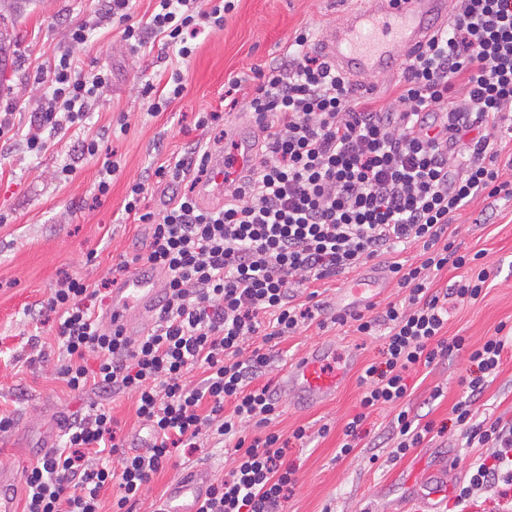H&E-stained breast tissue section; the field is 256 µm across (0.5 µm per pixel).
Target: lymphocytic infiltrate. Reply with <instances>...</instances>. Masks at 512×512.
Here are the masks:
<instances>
[{
	"label": "lymphocytic infiltrate",
	"mask_w": 512,
	"mask_h": 512,
	"mask_svg": "<svg viewBox=\"0 0 512 512\" xmlns=\"http://www.w3.org/2000/svg\"><path fill=\"white\" fill-rule=\"evenodd\" d=\"M131 0H109L125 43L146 35L194 52L193 38L220 28L235 0L203 8L200 0H156L132 23ZM308 29L295 31L282 58L256 73L244 98L261 134L258 163L232 180L224 203L205 208L181 188L189 172L206 175L208 150L194 147L156 166L172 195L162 213L142 208L133 184L124 209L149 225L142 263L165 275L162 302L149 333L105 328L91 311L93 293L64 277L41 303L54 316L60 358L56 375L74 393L94 388L133 393L136 416L153 433L143 453L126 454L109 407L91 406L65 432L61 448L24 469L22 512H102L113 486L112 512L133 505L171 457L214 436L234 456L232 468L207 490L197 512H285L297 483L283 458L288 441L267 426L280 398L267 383L268 353L256 345L294 334L315 317L318 282L390 254L391 279L405 289L381 315L335 316L360 335L384 329L382 360L357 377L359 407L344 426L339 457L353 453L370 415L396 409L393 457L420 447L432 427L407 410L409 378L419 367L466 355L465 394L453 406L465 447L478 449L467 478L453 491L455 512H469L485 493L512 490V419L484 413L482 397L512 349V333L469 348L447 337L448 302H477L489 277L482 252L458 253L453 221L483 196H512L498 159L512 147V0H460L450 24L437 29L404 63L393 98L378 103L313 51ZM51 93L37 113L29 152L40 153L66 126L81 122L109 74L78 71L61 55L50 70ZM466 97L450 100L456 83ZM419 248L418 261L397 256ZM459 280L435 281L447 269ZM202 371L200 382L189 379Z\"/></svg>",
	"instance_id": "1"
}]
</instances>
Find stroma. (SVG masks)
Here are the masks:
<instances>
[{"mask_svg":"<svg viewBox=\"0 0 512 512\" xmlns=\"http://www.w3.org/2000/svg\"><path fill=\"white\" fill-rule=\"evenodd\" d=\"M363 5L364 0H238L223 27L205 29L195 38V52L184 61L159 43L126 46L120 25L102 20L99 0H0V30L8 33L12 54L0 89V122L28 131L48 92L49 67L62 53H71L82 73L104 69L110 74L89 102L86 120L63 130L40 154L28 153L19 140L0 148V414L14 421L0 433V471L17 476V496L25 494L19 481L23 470L37 460L36 449L57 418L72 422L100 403L111 407L120 422L127 453L140 452L150 440L148 429L137 422L133 396L95 390L75 394L55 378L59 349L53 332L41 337L42 357L33 356L27 309L47 299L57 280L73 276L97 289L96 305L106 311L112 291L105 281L120 276V264L144 252L150 238L149 225L124 212L130 186L143 182L148 209L163 211L169 194L151 175L156 164L197 143L213 153L224 151L225 125H248L240 112H224L231 82H238L241 92L250 91L258 68L283 53L295 30L310 27L324 35L342 12ZM80 24L90 27V37L71 44L68 31ZM176 69L186 80L184 95L151 112L145 81L168 79ZM201 112L224 113V122L197 127ZM120 121L127 131L117 135L113 128ZM92 138L100 143L94 159L79 151L81 141ZM110 157L120 170L110 193L100 197L98 172ZM66 165L73 167L72 175H61ZM457 222L456 246L463 253L485 250L489 279L484 298L451 307L448 333L476 347L499 324L512 326V199L478 200ZM348 279L340 275L320 282L322 318L363 310L344 288ZM323 341L334 343L339 359L359 368L381 359V339L358 335L349 325L322 329L314 323L279 344H266L273 386H281L283 371ZM467 368L464 358L455 357L413 373L409 406L442 434L399 459L391 455L390 409L371 417L365 447L337 459L343 426L356 411V379L348 380L334 402L318 408L282 393L272 429L284 435L301 425L309 430L304 445L287 452L298 469L290 512H448L446 498H429L427 487L437 475L458 484L477 454L461 447L451 411L463 394L460 380ZM437 389L442 395L436 399ZM231 462L230 454L211 440L193 450L176 449L134 512H154L179 473L202 467L217 480Z\"/></svg>","mask_w":512,"mask_h":512,"instance_id":"35a3bbf8","label":"stroma"}]
</instances>
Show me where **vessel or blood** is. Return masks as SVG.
I'll return each instance as SVG.
<instances>
[{
    "label": "vessel or blood",
    "instance_id": "1",
    "mask_svg": "<svg viewBox=\"0 0 512 512\" xmlns=\"http://www.w3.org/2000/svg\"><path fill=\"white\" fill-rule=\"evenodd\" d=\"M447 0H366L360 10L347 13L322 40L325 57L351 79L380 75L402 66L407 51L423 45L437 22L447 19ZM226 138L228 151L211 155L212 178L207 187L218 192L225 177L246 173L253 158L250 131L233 128ZM163 276L143 266L116 280L107 317L113 328L125 335H141L151 327L150 317L158 309ZM333 344L309 349L285 372L284 387L304 406L314 407L335 398L347 369L330 368L335 359ZM209 482L205 470L195 469L178 476L160 512H196Z\"/></svg>",
    "mask_w": 512,
    "mask_h": 512
}]
</instances>
